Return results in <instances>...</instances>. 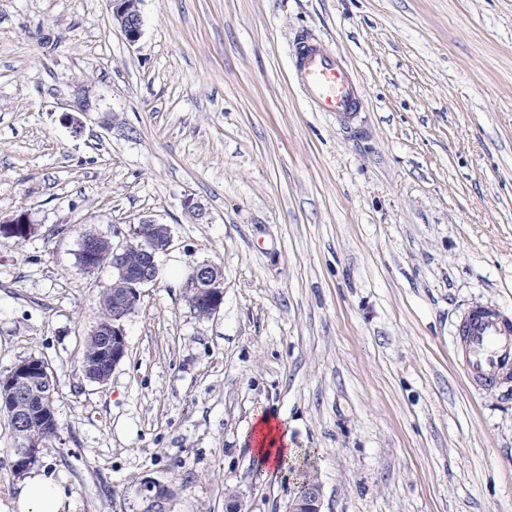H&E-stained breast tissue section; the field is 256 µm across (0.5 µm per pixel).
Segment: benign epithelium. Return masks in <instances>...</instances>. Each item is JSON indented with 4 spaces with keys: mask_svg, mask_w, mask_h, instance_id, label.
I'll return each mask as SVG.
<instances>
[{
    "mask_svg": "<svg viewBox=\"0 0 512 512\" xmlns=\"http://www.w3.org/2000/svg\"><path fill=\"white\" fill-rule=\"evenodd\" d=\"M141 0H111L112 23L115 24L126 41L134 44L142 36ZM21 226L23 235L28 237L35 231L29 215L25 212L16 213L9 217H0V229L10 231L15 226ZM142 226H149L154 236L140 243L137 252L139 258L129 262L131 240L139 236ZM170 228L153 220H143L138 226L131 228L126 243L112 248V291L115 297V307L112 309L110 327L103 332L106 336V350L112 366H117L126 353V341L123 322L131 314L137 304L138 288L155 281L158 271L157 258L167 251L171 245ZM186 288L188 297L193 299V309L203 310V316L211 317L221 308L224 301L223 271L211 264L203 263L193 267L188 277ZM49 379L44 362L28 359L13 368L4 377H0V388L14 392L17 382L28 379ZM10 416L13 420V436L16 441L13 465L18 473L36 464L42 443L32 436L39 427L40 418L29 410L28 401L17 395L8 401ZM289 512H321V486L316 480L301 483L300 489L292 499Z\"/></svg>",
    "mask_w": 512,
    "mask_h": 512,
    "instance_id": "benign-epithelium-1",
    "label": "benign epithelium"
}]
</instances>
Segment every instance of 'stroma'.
I'll return each mask as SVG.
<instances>
[{
    "label": "stroma",
    "mask_w": 512,
    "mask_h": 512,
    "mask_svg": "<svg viewBox=\"0 0 512 512\" xmlns=\"http://www.w3.org/2000/svg\"><path fill=\"white\" fill-rule=\"evenodd\" d=\"M128 44L109 0H0V375L31 358L57 435L36 471L64 512H512V383L477 391L455 324L512 312V0H142ZM341 57L350 123L291 74L295 38ZM207 213L194 222L186 198ZM171 228L106 382L83 358L112 268L82 236ZM224 272L199 317L190 267ZM280 415L297 452L267 474L245 437ZM0 415V512L24 482ZM0 225L3 234H11L10 231L15 227V225H21L23 235L26 239L35 231V225L32 223L29 215L25 212L16 213L6 218L0 217ZM5 230H7V232ZM2 233L0 232V237L5 239H12L14 242L22 240L18 235L4 236ZM303 473L300 489L292 499L289 512H321V486ZM308 480V481H306Z\"/></svg>",
    "instance_id": "obj_1"
}]
</instances>
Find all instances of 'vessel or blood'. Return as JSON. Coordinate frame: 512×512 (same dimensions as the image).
<instances>
[{"label": "vessel or blood", "instance_id": "obj_1", "mask_svg": "<svg viewBox=\"0 0 512 512\" xmlns=\"http://www.w3.org/2000/svg\"><path fill=\"white\" fill-rule=\"evenodd\" d=\"M294 75L316 109L347 118L360 105L362 88L333 54L301 38L294 45ZM460 368L477 389L492 390L512 381V317L498 308L475 304L456 328Z\"/></svg>", "mask_w": 512, "mask_h": 512}]
</instances>
